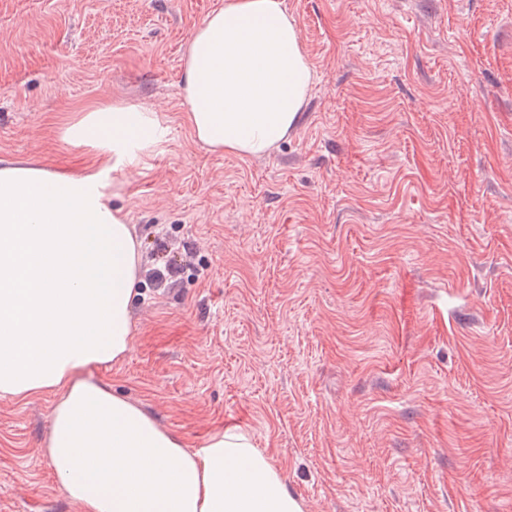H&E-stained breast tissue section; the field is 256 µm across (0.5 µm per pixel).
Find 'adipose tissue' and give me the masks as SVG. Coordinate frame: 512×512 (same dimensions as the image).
Returning <instances> with one entry per match:
<instances>
[{"label": "adipose tissue", "instance_id": "adipose-tissue-1", "mask_svg": "<svg viewBox=\"0 0 512 512\" xmlns=\"http://www.w3.org/2000/svg\"><path fill=\"white\" fill-rule=\"evenodd\" d=\"M312 80L281 0H224L183 61L186 119L215 152L259 156L298 123ZM161 134L155 112L116 103L64 135L137 167ZM103 174L0 159V396L57 397L45 453L83 512H304L250 437L227 428L196 448L140 404L88 377L127 353L141 248Z\"/></svg>", "mask_w": 512, "mask_h": 512}]
</instances>
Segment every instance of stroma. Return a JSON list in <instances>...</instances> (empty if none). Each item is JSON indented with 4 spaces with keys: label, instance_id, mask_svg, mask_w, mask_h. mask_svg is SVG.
<instances>
[{
    "label": "stroma",
    "instance_id": "1",
    "mask_svg": "<svg viewBox=\"0 0 512 512\" xmlns=\"http://www.w3.org/2000/svg\"><path fill=\"white\" fill-rule=\"evenodd\" d=\"M313 71L268 154L194 137L181 62L224 0H0V157L112 161L65 124L128 102L161 141L116 206L152 264L95 379L194 448L247 433L305 512H512V0H282ZM56 396L0 397V512H82ZM183 268V265L175 261H168L162 267H153L146 270L147 277L156 288H166L176 281Z\"/></svg>",
    "mask_w": 512,
    "mask_h": 512
}]
</instances>
